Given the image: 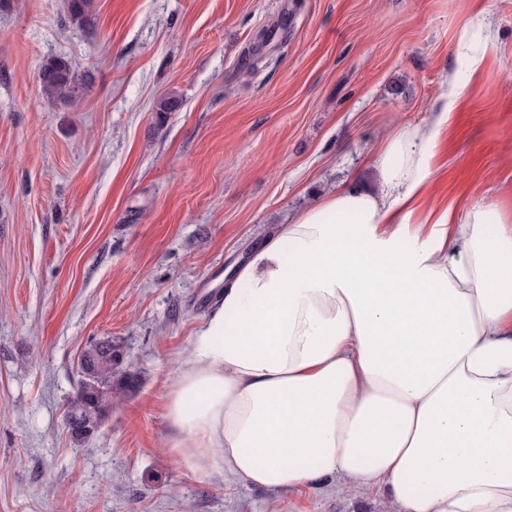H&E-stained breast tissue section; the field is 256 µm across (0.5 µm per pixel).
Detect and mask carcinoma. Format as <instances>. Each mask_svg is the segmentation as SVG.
Wrapping results in <instances>:
<instances>
[{
    "instance_id": "cac0c4a2",
    "label": "carcinoma",
    "mask_w": 512,
    "mask_h": 512,
    "mask_svg": "<svg viewBox=\"0 0 512 512\" xmlns=\"http://www.w3.org/2000/svg\"><path fill=\"white\" fill-rule=\"evenodd\" d=\"M93 0H69L68 20L85 25L91 21ZM42 92L50 99L67 100L76 91V76L70 63L61 57L44 61L39 72ZM121 359L119 347L104 338L84 350L81 380L66 409V425L75 440L97 430L105 408L112 402V372Z\"/></svg>"
}]
</instances>
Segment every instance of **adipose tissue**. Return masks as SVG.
<instances>
[{"instance_id":"adipose-tissue-1","label":"adipose tissue","mask_w":512,"mask_h":512,"mask_svg":"<svg viewBox=\"0 0 512 512\" xmlns=\"http://www.w3.org/2000/svg\"><path fill=\"white\" fill-rule=\"evenodd\" d=\"M438 134L404 127L377 189L278 225L225 283L168 385L183 469L268 489L336 474L382 487L388 512H512V222L481 202L412 223Z\"/></svg>"}]
</instances>
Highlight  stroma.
Masks as SVG:
<instances>
[{"label": "stroma", "mask_w": 512, "mask_h": 512, "mask_svg": "<svg viewBox=\"0 0 512 512\" xmlns=\"http://www.w3.org/2000/svg\"><path fill=\"white\" fill-rule=\"evenodd\" d=\"M67 9L0 8V512H385L337 476L182 471L168 380L225 275L288 217L375 187L404 126L440 125L425 209L512 219V0H94L83 27ZM50 56L73 100L43 94ZM107 336L115 395L77 442L80 357ZM38 78L42 92L50 99L67 100L76 91L75 73L64 58H47L41 66Z\"/></svg>", "instance_id": "35a3bbf8"}]
</instances>
